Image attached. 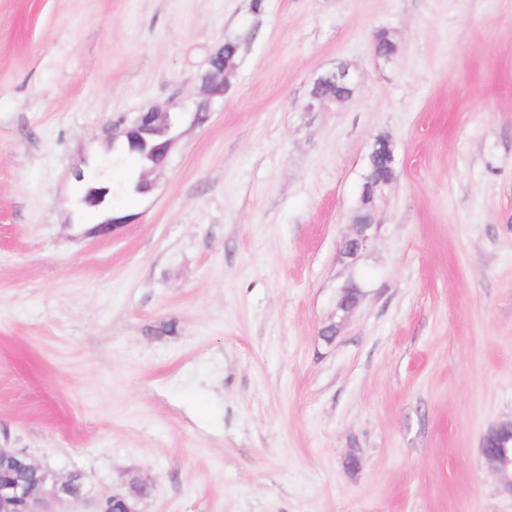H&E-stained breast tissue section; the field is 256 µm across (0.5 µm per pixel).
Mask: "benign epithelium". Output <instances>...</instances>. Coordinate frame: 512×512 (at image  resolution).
Wrapping results in <instances>:
<instances>
[{"mask_svg":"<svg viewBox=\"0 0 512 512\" xmlns=\"http://www.w3.org/2000/svg\"><path fill=\"white\" fill-rule=\"evenodd\" d=\"M228 66L224 65V49L217 51V59L212 65V70L205 77V92L210 95L223 94L227 84ZM357 84V75L354 69L347 64H339L331 71L321 75L315 82L305 105L308 112L314 111L329 104L342 105L349 96L338 97L334 89L341 86L349 92H354ZM171 127L170 112L152 107L146 112L140 113L133 127L121 131L126 137L128 147L132 151L146 152L151 156L161 154L162 159L169 156L174 140L167 138L164 141L153 144L151 137L166 133ZM367 168L369 174L363 177V183L359 196V207L374 213L379 202L384 198L386 190L397 180L395 156L391 141L385 137L375 140L368 156ZM108 190L105 187L90 185L86 188L81 202L90 207H102L107 214L96 230L104 231L125 223L123 218L108 216L106 209V197ZM379 225L370 220L363 224L352 225L351 233L342 241L340 253L343 260L355 261L375 240ZM349 286L341 288L335 306V319L323 327L320 336L337 337L347 317L358 306L362 292L351 295ZM21 456L26 459L25 466L33 471L41 473L42 484L39 491H34L25 481L3 483L0 485V502L7 507L23 506L24 512H56L55 507L67 502L74 507H79L87 500L85 495H76L71 490V478L61 477L52 467L32 459L26 452L16 448H0V457ZM485 459L498 471L512 473V437H508L500 444V448L493 452L484 453ZM153 489L152 482L140 480L133 484L128 492H112L101 496L93 512H139L141 501L148 497V492Z\"/></svg>","mask_w":512,"mask_h":512,"instance_id":"7a95c632","label":"benign epithelium"}]
</instances>
